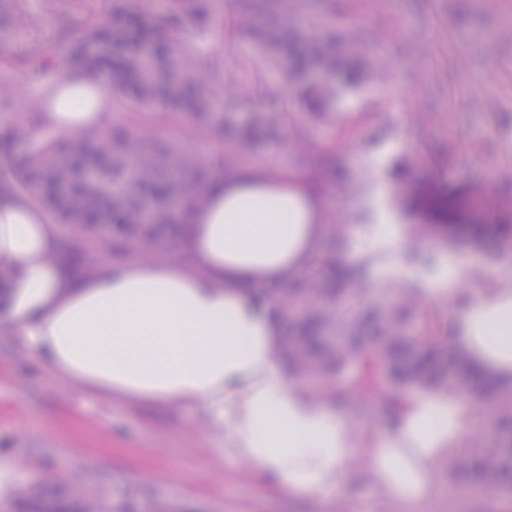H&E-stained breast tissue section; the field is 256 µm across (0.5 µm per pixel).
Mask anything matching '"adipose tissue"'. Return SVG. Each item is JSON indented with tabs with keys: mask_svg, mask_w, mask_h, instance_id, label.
I'll use <instances>...</instances> for the list:
<instances>
[{
	"mask_svg": "<svg viewBox=\"0 0 512 512\" xmlns=\"http://www.w3.org/2000/svg\"><path fill=\"white\" fill-rule=\"evenodd\" d=\"M92 112L42 113L63 134L104 126L107 95ZM206 208L189 209L180 255L135 257L74 276L57 256L58 227L14 197L0 200V262L12 269L0 321L50 370L84 391L146 403L205 404L236 455L293 497L341 486L361 422L288 381L281 322L257 300L259 283L293 277L326 232L323 204L304 182L260 168L211 180ZM459 342L481 367L512 377V290L474 294ZM471 428L459 399L424 394L375 434L365 476L390 501L417 504Z\"/></svg>",
	"mask_w": 512,
	"mask_h": 512,
	"instance_id": "adipose-tissue-1",
	"label": "adipose tissue"
}]
</instances>
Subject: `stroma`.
I'll use <instances>...</instances> for the list:
<instances>
[{
  "label": "stroma",
  "mask_w": 512,
  "mask_h": 512,
  "mask_svg": "<svg viewBox=\"0 0 512 512\" xmlns=\"http://www.w3.org/2000/svg\"><path fill=\"white\" fill-rule=\"evenodd\" d=\"M34 27L14 28L0 60L38 63L57 41L43 0H28ZM222 39L206 51L222 65L215 92L232 80L252 88L235 109L236 126L292 94L282 70L251 69L254 49L232 7L220 12ZM327 19L357 39L364 67L354 87L336 84L321 114L300 113L304 140L291 131L248 163L305 182L321 180L328 224L390 226L406 237L426 225L420 259L407 262L417 285L447 282L469 295L512 289V257L500 254L493 225L512 222V0L485 10L481 0H313L295 20L315 32ZM0 100V134L29 118L31 101L53 86L12 70ZM329 149L336 173L296 163L301 148ZM16 471L0 483L6 512H27L24 496L79 486L122 512H420L383 500L350 468L326 497L291 498L242 464L204 407L116 402L73 389L37 353L0 327V462Z\"/></svg>",
  "instance_id": "stroma-1"
}]
</instances>
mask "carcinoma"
I'll list each match as a JSON object with an SVG mask.
<instances>
[{
  "instance_id": "carcinoma-1",
  "label": "carcinoma",
  "mask_w": 512,
  "mask_h": 512,
  "mask_svg": "<svg viewBox=\"0 0 512 512\" xmlns=\"http://www.w3.org/2000/svg\"><path fill=\"white\" fill-rule=\"evenodd\" d=\"M46 8L60 37L43 66L73 71L86 105L104 90L130 109L134 129L103 126L76 142L42 139L40 114L56 104L50 94L33 99L32 120L0 138V198H20L69 226L67 258L84 272L95 269L89 254L108 248L116 258L133 241L145 258L162 255L164 235L181 224L187 190H195V207L206 205L213 167L202 143L228 128L213 120L221 102L211 90L218 61L197 50L209 33L215 0H163L159 8L143 0L134 12L127 0H109V18L77 34L71 21L87 11V0H46ZM236 8L256 20L249 36L259 58L305 80L300 111H313L337 72L358 81V71L341 69L333 52L295 48L279 54L263 22L287 20L286 0H236ZM5 18L11 29L35 21L25 0H8ZM296 118L294 112L275 118L253 113L250 125L224 145V169L232 170L276 120L293 128ZM327 229L349 247L350 225ZM494 232L502 254L511 256L512 223L497 224ZM388 259L380 252L347 265L320 253L298 276L255 289L288 326L282 349L288 375L307 380L315 397L360 416L367 397L393 416L412 393L467 397L486 413L485 433L459 445L450 466L464 475L458 490L488 498L497 512H512V381L483 370L454 343L453 321L412 310L415 286L387 280L369 292L355 287L370 265ZM74 496V512H112L80 487Z\"/></svg>"
}]
</instances>
